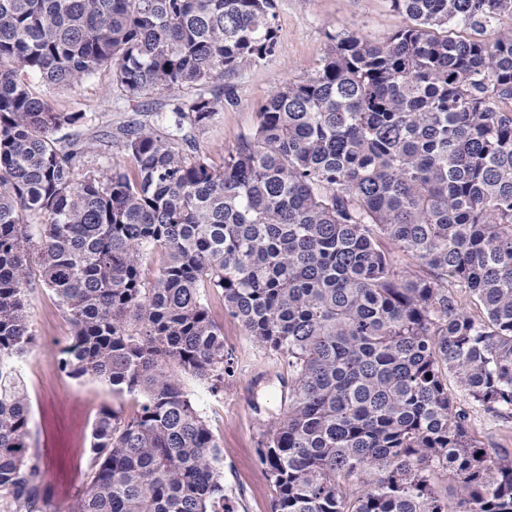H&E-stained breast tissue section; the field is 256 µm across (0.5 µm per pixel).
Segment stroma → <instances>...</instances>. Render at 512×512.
Here are the masks:
<instances>
[{
    "label": "stroma",
    "mask_w": 512,
    "mask_h": 512,
    "mask_svg": "<svg viewBox=\"0 0 512 512\" xmlns=\"http://www.w3.org/2000/svg\"><path fill=\"white\" fill-rule=\"evenodd\" d=\"M278 46L274 56L242 66L237 73L214 82L220 106L214 121L193 132L189 141H177L183 154L206 155L215 166L248 136L256 123V109L286 82H300L320 68L328 55L331 35L354 31L378 40L405 26L404 15L388 0H275ZM191 87L154 91L139 98H123L112 85L110 69H99L75 87L50 96L60 112H85L88 124L78 127L90 160L111 159L121 169L130 163L112 143L120 127L144 123L165 132L164 118L173 98L191 96ZM215 320L224 328L227 356L224 390L212 393L187 377L185 391L207 416L223 450L224 489L235 512H271L273 491L259 461V450L279 414L288 367L260 347L241 324L224 310L221 295L208 298ZM27 319L35 342L18 364V373L30 403V450L40 458L37 477L46 512H66L91 475L88 448L93 422L101 408L129 413L135 402L115 393L109 383L78 379L59 368L57 359L72 327L56 296L39 279L28 292ZM482 446L493 455L512 457V421L483 411L471 417Z\"/></svg>",
    "instance_id": "obj_1"
}]
</instances>
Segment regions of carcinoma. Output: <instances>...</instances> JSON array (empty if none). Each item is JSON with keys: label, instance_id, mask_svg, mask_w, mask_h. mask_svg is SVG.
<instances>
[{"label": "carcinoma", "instance_id": "1", "mask_svg": "<svg viewBox=\"0 0 512 512\" xmlns=\"http://www.w3.org/2000/svg\"><path fill=\"white\" fill-rule=\"evenodd\" d=\"M389 2L409 24L333 36L223 167L133 124L113 140L133 169L80 177L66 130L88 115L47 92L102 67L129 99L191 86L169 109L185 141L217 115L210 84L274 55L275 0H0L1 509L40 510L16 369L35 259L72 326L60 367L140 397L97 414L69 512H232L181 385L224 390L212 292L288 365L259 449L271 512H512V460L471 422L512 419V28L482 38L512 0Z\"/></svg>", "mask_w": 512, "mask_h": 512}]
</instances>
